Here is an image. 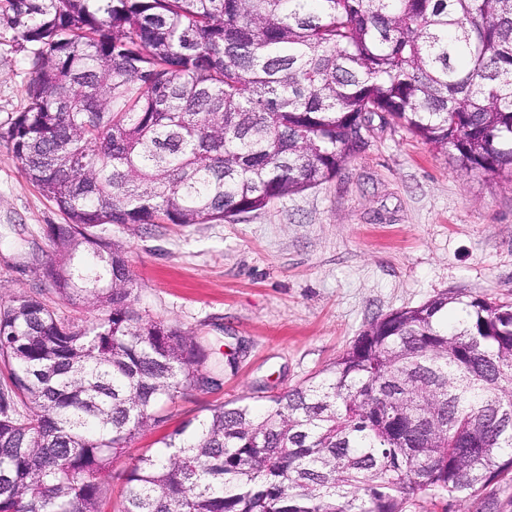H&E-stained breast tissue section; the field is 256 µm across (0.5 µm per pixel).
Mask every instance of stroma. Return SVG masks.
Segmentation results:
<instances>
[{
    "mask_svg": "<svg viewBox=\"0 0 512 512\" xmlns=\"http://www.w3.org/2000/svg\"><path fill=\"white\" fill-rule=\"evenodd\" d=\"M33 45L0 23V127L23 111ZM64 216L0 140V300H62L42 270ZM136 279L135 306L231 360L218 386L166 404L164 420L112 465L121 472L184 420L217 405L260 408L324 369L375 319L445 292L512 300V181L466 172L408 132L375 127L335 178L234 222L111 225ZM512 512V473L475 497L418 493L406 512Z\"/></svg>",
    "mask_w": 512,
    "mask_h": 512,
    "instance_id": "stroma-1",
    "label": "stroma"
}]
</instances>
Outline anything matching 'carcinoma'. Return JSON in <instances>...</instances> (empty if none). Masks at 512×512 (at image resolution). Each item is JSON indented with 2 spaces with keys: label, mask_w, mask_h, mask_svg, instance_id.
<instances>
[{
  "label": "carcinoma",
  "mask_w": 512,
  "mask_h": 512,
  "mask_svg": "<svg viewBox=\"0 0 512 512\" xmlns=\"http://www.w3.org/2000/svg\"><path fill=\"white\" fill-rule=\"evenodd\" d=\"M33 43L0 129L65 217V323L0 303V512H101L156 408L215 383L210 345L142 316L112 224H210L336 177L374 118L512 177V0H5ZM118 475L120 512H405L512 472V303L445 292L369 324L261 409L219 405Z\"/></svg>",
  "instance_id": "1"
}]
</instances>
